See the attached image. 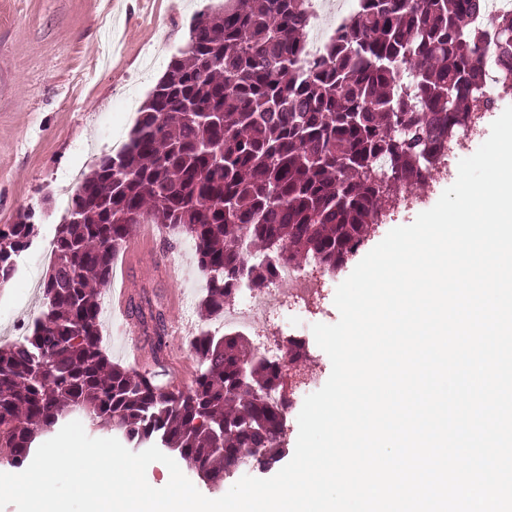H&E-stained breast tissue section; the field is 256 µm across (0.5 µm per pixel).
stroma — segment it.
<instances>
[{"label": "stroma", "instance_id": "stroma-1", "mask_svg": "<svg viewBox=\"0 0 512 512\" xmlns=\"http://www.w3.org/2000/svg\"><path fill=\"white\" fill-rule=\"evenodd\" d=\"M212 0H0V226L31 214L37 235L0 288V334L20 337L43 308L28 276L31 259L55 235L65 205L57 186L69 171L90 173L87 150L111 152L100 129L128 137L138 108L189 42ZM449 161L412 204L396 208L378 234L414 222L457 179ZM199 271L184 242L161 234L135 256L117 253L112 276L131 299L147 298L165 318L167 349L154 372L184 388L196 370L190 340L205 318L183 305Z\"/></svg>", "mask_w": 512, "mask_h": 512}]
</instances>
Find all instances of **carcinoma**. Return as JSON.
<instances>
[{
	"mask_svg": "<svg viewBox=\"0 0 512 512\" xmlns=\"http://www.w3.org/2000/svg\"><path fill=\"white\" fill-rule=\"evenodd\" d=\"M484 0H357L317 59H302L308 0H235L200 13L140 110L124 148L98 157L51 240L44 310L0 345V462L20 469L38 438L84 414L136 448L154 442L216 484L284 453L286 413L270 398L283 364L240 331L201 329L193 384L172 389L108 357L101 288L140 224H165L207 281L200 308L268 288L276 264L342 270L398 194L431 179L448 140L491 109L495 69L512 95V12L480 21ZM31 216L0 229V285L35 236ZM166 347L163 313L134 307Z\"/></svg>",
	"mask_w": 512,
	"mask_h": 512,
	"instance_id": "obj_1",
	"label": "carcinoma"
}]
</instances>
